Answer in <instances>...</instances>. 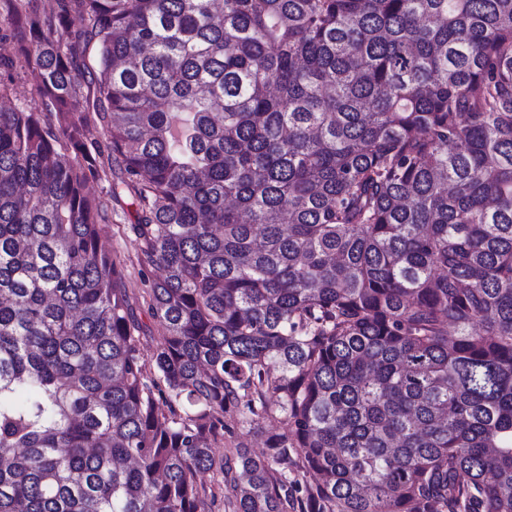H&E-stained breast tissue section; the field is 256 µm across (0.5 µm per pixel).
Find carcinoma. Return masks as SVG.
<instances>
[{"label":"carcinoma","mask_w":512,"mask_h":512,"mask_svg":"<svg viewBox=\"0 0 512 512\" xmlns=\"http://www.w3.org/2000/svg\"><path fill=\"white\" fill-rule=\"evenodd\" d=\"M0 43V512H512V0H0ZM86 192L90 197L99 198L111 208L112 204V224H104L102 231V241L112 252V257L120 260L123 266L127 268L126 288L132 297H138L144 288L137 262L138 247L132 236L123 235L118 228V224H131L135 220V205H131L132 199L123 196L120 202L110 201L106 191L95 182L87 184Z\"/></svg>","instance_id":"cac0c4a2"}]
</instances>
